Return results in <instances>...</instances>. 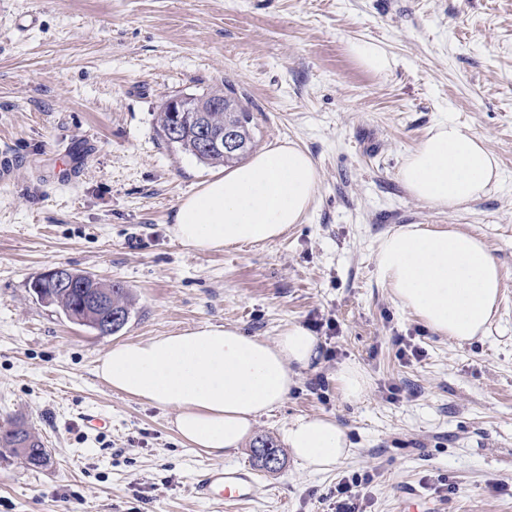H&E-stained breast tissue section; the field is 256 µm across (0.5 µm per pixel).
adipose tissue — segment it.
<instances>
[{
	"label": "adipose tissue",
	"instance_id": "ef3b65f1",
	"mask_svg": "<svg viewBox=\"0 0 512 512\" xmlns=\"http://www.w3.org/2000/svg\"><path fill=\"white\" fill-rule=\"evenodd\" d=\"M399 178L414 197L453 209L486 194L501 169L470 128L441 120L406 156ZM318 186L313 158L282 141L180 200L172 231L202 253L270 242L302 222ZM375 275L399 307L460 343L485 334L502 288L482 239L419 224L381 238ZM319 355L316 337L298 324L271 342L234 326L205 324L113 345L96 374L113 390L175 409L173 426L183 444L220 455L251 437L258 418L287 400L300 370ZM282 434L294 460L311 472L330 471L351 452L345 429L323 418L297 417Z\"/></svg>",
	"mask_w": 512,
	"mask_h": 512
}]
</instances>
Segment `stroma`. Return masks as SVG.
Listing matches in <instances>:
<instances>
[{
    "label": "stroma",
    "mask_w": 512,
    "mask_h": 512,
    "mask_svg": "<svg viewBox=\"0 0 512 512\" xmlns=\"http://www.w3.org/2000/svg\"><path fill=\"white\" fill-rule=\"evenodd\" d=\"M392 65L361 67L350 40ZM233 86L257 150L306 149L320 182L303 223L263 245L198 253L171 232L179 201L215 172L156 132L166 100ZM469 127L504 181L440 209L399 179L431 126ZM77 181L60 179L66 153ZM0 423L23 421L46 466L0 456V512H335L341 475L369 473L361 512H395L418 491L435 512H512V0H0ZM405 224L482 237L502 300L486 337L458 343L394 304L377 281L381 237ZM65 266L122 283L135 304L110 336L71 323L33 281ZM334 321L335 330L325 328ZM321 356L255 439L281 443L299 415L336 421L352 444L330 472L251 445L184 446L174 409L112 391L95 367L112 345L204 324L273 341L312 327ZM419 349L400 356L395 337ZM366 373L358 400L336 373ZM108 417L84 426V414ZM254 471L259 499L203 502L206 468ZM348 50L361 66L371 72L382 73L391 67V59L386 50L372 39L352 40Z\"/></svg>",
    "instance_id": "35a3bbf8"
}]
</instances>
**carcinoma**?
Wrapping results in <instances>:
<instances>
[{"mask_svg": "<svg viewBox=\"0 0 512 512\" xmlns=\"http://www.w3.org/2000/svg\"><path fill=\"white\" fill-rule=\"evenodd\" d=\"M208 129L219 133L227 129L234 131L240 140V146L234 151L202 150L200 149L199 125L191 118L184 117L181 112H168L161 110L158 116L159 132L166 137V129L175 123H180L182 137L173 142L180 150L196 157L207 165L229 166L244 159L255 146L254 136L250 124L251 112H209L207 113ZM73 287L65 288L56 280L40 282L41 294L50 296L52 303L57 305L72 321L98 330L96 317L90 313L89 298L99 295L112 302V311L120 312L123 321H128L131 314V300L129 289L119 282L103 279H91L82 274L69 275ZM0 448H4L14 456H23L29 459L30 465L39 468L47 464L48 454L42 452L44 444L27 428L17 422H9L7 426L0 427Z\"/></svg>", "mask_w": 512, "mask_h": 512, "instance_id": "1", "label": "carcinoma"}]
</instances>
